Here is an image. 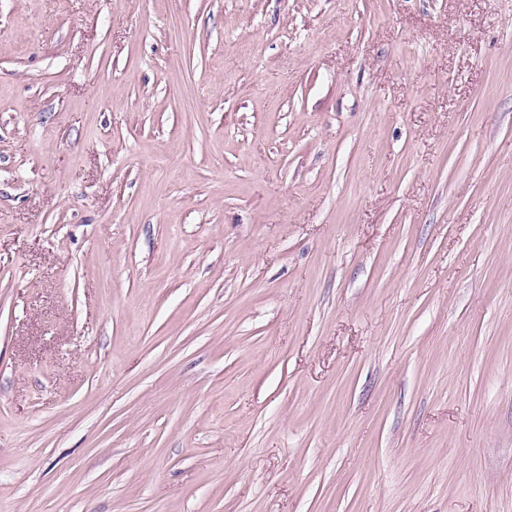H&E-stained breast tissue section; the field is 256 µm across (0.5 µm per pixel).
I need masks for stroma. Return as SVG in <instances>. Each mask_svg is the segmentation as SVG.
Masks as SVG:
<instances>
[{
    "instance_id": "35a3bbf8",
    "label": "stroma",
    "mask_w": 512,
    "mask_h": 512,
    "mask_svg": "<svg viewBox=\"0 0 512 512\" xmlns=\"http://www.w3.org/2000/svg\"><path fill=\"white\" fill-rule=\"evenodd\" d=\"M0 512H512V0H0Z\"/></svg>"
}]
</instances>
